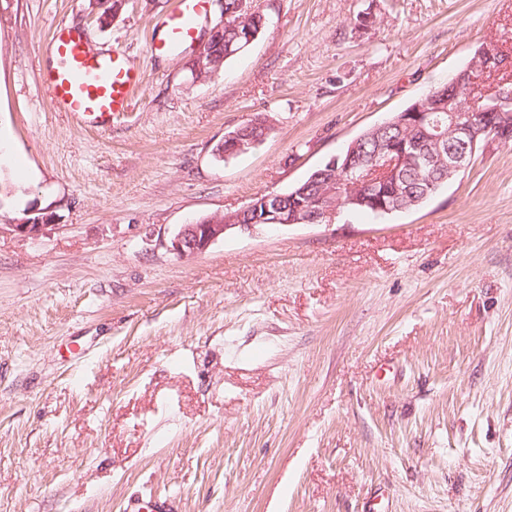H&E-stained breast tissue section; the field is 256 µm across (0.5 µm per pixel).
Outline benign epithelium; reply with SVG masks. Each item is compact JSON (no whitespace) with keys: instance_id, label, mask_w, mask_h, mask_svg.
Masks as SVG:
<instances>
[{"instance_id":"1","label":"benign epithelium","mask_w":512,"mask_h":512,"mask_svg":"<svg viewBox=\"0 0 512 512\" xmlns=\"http://www.w3.org/2000/svg\"><path fill=\"white\" fill-rule=\"evenodd\" d=\"M196 69L211 68L219 71L222 61L200 48L193 57ZM492 64L502 70L512 68V60L494 58L492 52L483 49L470 62L469 70H484ZM469 84L465 74L448 88V130L442 131L441 123L432 119L427 111V103L420 99L410 112H402L397 117L371 127L365 134L354 138L345 152L331 156L318 167L299 195L304 201L290 208L283 204L285 196L276 193L260 194L256 200L233 213L224 214V219L216 221L207 217L191 224H184L171 240L170 250L179 258L191 260L205 253L214 243L236 231L253 235L265 228L263 224H242L240 220L252 216V211L260 207L264 211L275 210L274 222L279 226L298 224H330L345 207L371 206L379 212H388L392 203L382 194H377L373 186L388 181L405 164L416 162L423 165L442 167L448 179H455L465 173L477 151L498 143L501 137L512 135V88L503 82L485 92L481 102L489 111L483 113L487 124H479L461 112L458 98L463 85ZM398 129L399 138L388 142V147L378 150L368 165H363L357 154L359 145L368 138H379L391 129ZM271 131V121L265 114H259L248 124L224 134V141L218 154L226 158L247 152L264 140ZM422 132L428 141L436 146L449 139L446 151L418 154L407 134ZM49 212L31 207L18 223L9 225V231L23 236H35L50 221Z\"/></svg>"}]
</instances>
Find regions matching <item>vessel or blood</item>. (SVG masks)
<instances>
[{
  "mask_svg": "<svg viewBox=\"0 0 512 512\" xmlns=\"http://www.w3.org/2000/svg\"><path fill=\"white\" fill-rule=\"evenodd\" d=\"M211 0H174L151 41V51L171 53L193 46L210 14ZM50 50L57 60L43 87L51 103L76 122L105 130L127 112L144 79L140 67L128 64L121 52L109 58L96 54L81 32L63 27L54 35Z\"/></svg>",
  "mask_w": 512,
  "mask_h": 512,
  "instance_id": "b4317fda",
  "label": "vessel or blood"
}]
</instances>
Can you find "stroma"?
<instances>
[{
    "instance_id": "obj_1",
    "label": "stroma",
    "mask_w": 512,
    "mask_h": 512,
    "mask_svg": "<svg viewBox=\"0 0 512 512\" xmlns=\"http://www.w3.org/2000/svg\"><path fill=\"white\" fill-rule=\"evenodd\" d=\"M88 3L0 0V225L53 213L0 234V512H512V146L382 220L169 249L512 49V0H248L203 81L147 52L173 0ZM59 26L146 72L108 130L43 91ZM271 121L265 114H259L248 124L224 134V141L217 149L224 158L247 152L264 140L271 131ZM252 129L254 132H252ZM37 214L35 216H31ZM51 219V214L45 209H40L36 207H30L25 214V217L20 219L18 224H10L9 232H15L23 236H35L37 235L45 226L49 224H45Z\"/></svg>"
}]
</instances>
